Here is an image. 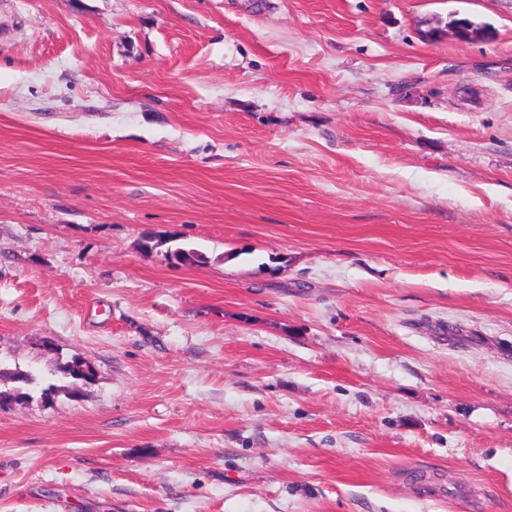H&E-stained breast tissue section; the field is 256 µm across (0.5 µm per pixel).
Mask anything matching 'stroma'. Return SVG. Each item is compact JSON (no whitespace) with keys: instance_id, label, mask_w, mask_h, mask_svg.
Returning a JSON list of instances; mask_svg holds the SVG:
<instances>
[{"instance_id":"35a3bbf8","label":"stroma","mask_w":512,"mask_h":512,"mask_svg":"<svg viewBox=\"0 0 512 512\" xmlns=\"http://www.w3.org/2000/svg\"><path fill=\"white\" fill-rule=\"evenodd\" d=\"M74 355L0 512H512V0H0V367Z\"/></svg>"}]
</instances>
